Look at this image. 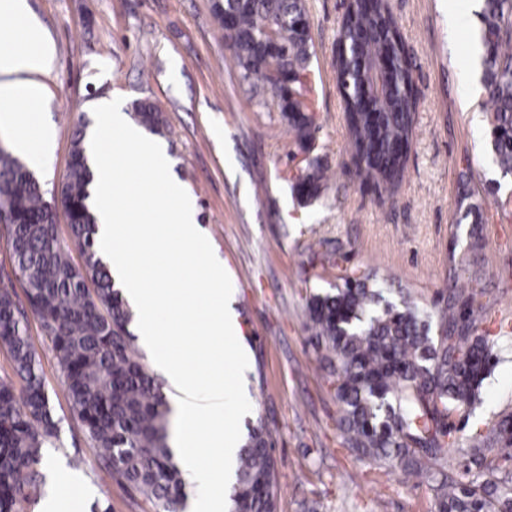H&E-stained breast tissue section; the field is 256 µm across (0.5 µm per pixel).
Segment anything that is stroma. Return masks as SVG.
Here are the masks:
<instances>
[{
	"instance_id": "35a3bbf8",
	"label": "stroma",
	"mask_w": 512,
	"mask_h": 512,
	"mask_svg": "<svg viewBox=\"0 0 512 512\" xmlns=\"http://www.w3.org/2000/svg\"><path fill=\"white\" fill-rule=\"evenodd\" d=\"M214 0H28L54 41V70L40 117L55 146L21 155L53 200L67 173L75 134L95 106L122 98L158 105L160 140L198 207L235 290L233 309L249 351L244 387L251 411L242 427L264 423L273 439L278 512H432L426 481L355 461L341 444L339 405L307 328L311 292L326 291L342 269L370 268L427 310L449 289L472 298L483 334L496 342L495 366L473 413L458 418L445 457L462 466L474 431L512 414V175L492 160L486 96L472 69L479 26L473 0H389L414 65L417 112L402 180L389 191L361 181L352 159L336 82V34L344 0H306L313 57L309 98L316 116L310 158L327 182L307 204L292 185L305 166L273 99L253 98L224 44ZM465 23L448 29V9ZM474 192L483 222L458 208ZM28 336L56 423L44 460L79 478L90 494L61 512H157L102 468L36 317Z\"/></svg>"
}]
</instances>
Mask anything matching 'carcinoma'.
Listing matches in <instances>:
<instances>
[{"instance_id":"cac0c4a2","label":"carcinoma","mask_w":512,"mask_h":512,"mask_svg":"<svg viewBox=\"0 0 512 512\" xmlns=\"http://www.w3.org/2000/svg\"><path fill=\"white\" fill-rule=\"evenodd\" d=\"M215 14L224 43L250 90L273 92L299 148L310 150L311 128L302 74L313 55L304 0H220ZM233 14L230 24L224 13ZM477 41L481 80L491 125V152L512 174V0H482ZM338 88L357 174L378 189L403 177L416 101L412 55L387 0H358L338 31ZM381 82V112L371 118L361 103L365 87ZM133 119L159 133L164 118L148 101ZM92 174L82 138L58 195L73 241L83 255L73 262L56 235L54 214L27 166L0 150V213L14 273L25 284L28 307L50 337L73 407L105 470L135 489L160 512H179L184 479L167 445L168 405L141 362L128 330L131 312L112 288L97 256L89 210ZM313 164L297 177L295 194L308 202L322 191ZM464 218L482 223V205L468 190L460 196ZM93 288H88V285ZM376 275L345 269L332 290L307 301L308 328L319 363L331 382L341 415L342 445L371 466L428 477L434 512H512V486L487 479L496 468L484 449L502 444L512 460V417L485 435L472 436L462 474L433 472L445 448L456 443L455 418L479 401L494 363V340L478 333L473 298L450 294L435 313L419 308L400 288L397 297ZM12 288L0 287V346L12 374L0 376V512H27L41 486L42 448L55 435L40 364ZM23 382L16 391L15 379ZM229 512H277V480L267 427L250 428L236 462Z\"/></svg>"}]
</instances>
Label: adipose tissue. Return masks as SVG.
<instances>
[{
    "label": "adipose tissue",
    "instance_id": "obj_1",
    "mask_svg": "<svg viewBox=\"0 0 512 512\" xmlns=\"http://www.w3.org/2000/svg\"><path fill=\"white\" fill-rule=\"evenodd\" d=\"M0 16L11 18L14 29H0V128L13 134L14 147L27 155H47L52 149V134L33 123L31 111L40 108V97H31L30 111L16 107L20 84L18 75H45L53 68L56 48L28 12L26 0H0Z\"/></svg>",
    "mask_w": 512,
    "mask_h": 512
}]
</instances>
